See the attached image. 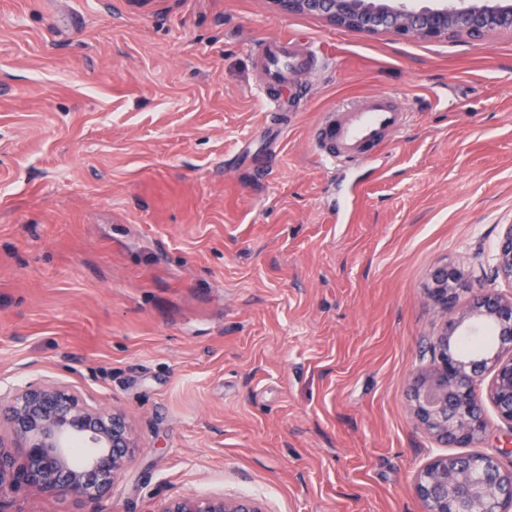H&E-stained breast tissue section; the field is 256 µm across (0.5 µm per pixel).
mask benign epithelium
Segmentation results:
<instances>
[{
  "label": "benign epithelium",
  "instance_id": "1",
  "mask_svg": "<svg viewBox=\"0 0 512 512\" xmlns=\"http://www.w3.org/2000/svg\"><path fill=\"white\" fill-rule=\"evenodd\" d=\"M285 13L325 18L358 33L391 30L406 39L480 40L494 30L512 32V0H272ZM460 274L446 267L434 276L429 300L453 310ZM491 280L508 286L471 285L470 306L445 321L430 343V363L411 384L416 424L436 441L470 448L484 438L488 423L478 387L492 374L486 396L501 422L512 431V224L495 245ZM492 326L499 345L491 353L465 357L456 349L465 326ZM0 512H15L19 495L30 489L49 497L79 496L96 501L112 492L135 450L127 416L84 401L68 386L29 382L0 395ZM83 449L77 465L73 448ZM415 493L424 512H512V468L492 455H437L421 469ZM159 512H265L249 498L189 496L168 501Z\"/></svg>",
  "mask_w": 512,
  "mask_h": 512
}]
</instances>
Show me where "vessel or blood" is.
Masks as SVG:
<instances>
[{
	"label": "vessel or blood",
	"mask_w": 512,
	"mask_h": 512,
	"mask_svg": "<svg viewBox=\"0 0 512 512\" xmlns=\"http://www.w3.org/2000/svg\"><path fill=\"white\" fill-rule=\"evenodd\" d=\"M259 60L264 73L267 111L278 113L283 104L278 91L292 74L319 65L314 49L298 51L293 39L281 37L265 44ZM409 121L391 93L373 94L357 102H348L323 113L315 137L321 161L327 165H357L367 161L373 148L401 130Z\"/></svg>",
	"instance_id": "1"
}]
</instances>
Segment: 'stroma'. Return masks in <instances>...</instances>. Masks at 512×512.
<instances>
[{
	"mask_svg": "<svg viewBox=\"0 0 512 512\" xmlns=\"http://www.w3.org/2000/svg\"><path fill=\"white\" fill-rule=\"evenodd\" d=\"M327 63L266 119L252 51ZM379 92L411 122L321 163V112ZM512 224V32L367 36L272 0H0V393L34 381L124 411L136 449L91 503L192 495L265 512H424L410 387L442 266L489 274ZM479 452L512 467L482 401Z\"/></svg>",
	"mask_w": 512,
	"mask_h": 512,
	"instance_id": "35a3bbf8",
	"label": "stroma"
}]
</instances>
